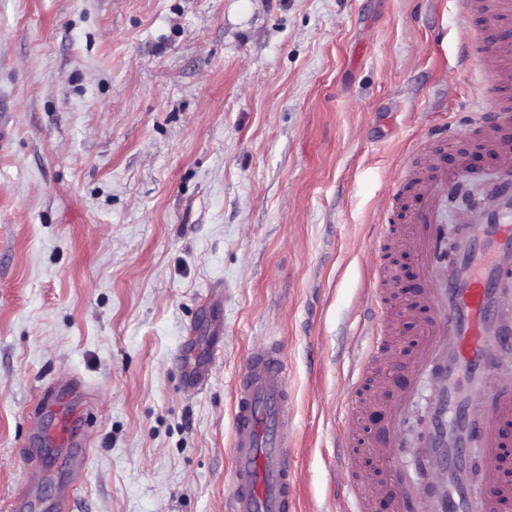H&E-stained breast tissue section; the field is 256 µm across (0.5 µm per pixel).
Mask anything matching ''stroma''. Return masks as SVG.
Masks as SVG:
<instances>
[{"label": "stroma", "mask_w": 512, "mask_h": 512, "mask_svg": "<svg viewBox=\"0 0 512 512\" xmlns=\"http://www.w3.org/2000/svg\"><path fill=\"white\" fill-rule=\"evenodd\" d=\"M462 45L453 0H0V512L36 466L28 512L61 482L76 512H228L234 378L271 342L297 512H340L376 225L417 141L489 94ZM72 375L66 473L25 444ZM85 409L74 405L62 409L56 432V442L60 448L65 470L82 468L86 461V441L76 422L81 421Z\"/></svg>", "instance_id": "obj_1"}]
</instances>
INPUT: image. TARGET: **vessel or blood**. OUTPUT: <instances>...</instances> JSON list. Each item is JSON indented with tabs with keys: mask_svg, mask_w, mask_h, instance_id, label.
I'll use <instances>...</instances> for the list:
<instances>
[{
	"mask_svg": "<svg viewBox=\"0 0 512 512\" xmlns=\"http://www.w3.org/2000/svg\"><path fill=\"white\" fill-rule=\"evenodd\" d=\"M463 27L493 15L512 22V0H458ZM467 57L488 78L492 98L464 125L421 141L401 175L377 237L417 264L418 290L404 299L418 334L408 347L389 330L397 320L387 296L396 287L380 274L364 352L349 363L351 396L368 373L391 381L372 405L378 430L369 448L381 474L399 478L390 512H512V44L469 37ZM490 158L473 166L471 150ZM463 184L482 191L465 223L449 227V199ZM434 380V402L417 438L406 406L414 382ZM85 410L62 409L56 441L65 469L84 467L86 441L77 429ZM349 407L336 438L352 469L358 437ZM288 374L279 345L251 355L236 374L232 409L230 512H293L294 463L285 435L291 424ZM343 512H374L373 483L348 486Z\"/></svg>",
	"mask_w": 512,
	"mask_h": 512,
	"instance_id": "1",
	"label": "vessel or blood"
}]
</instances>
